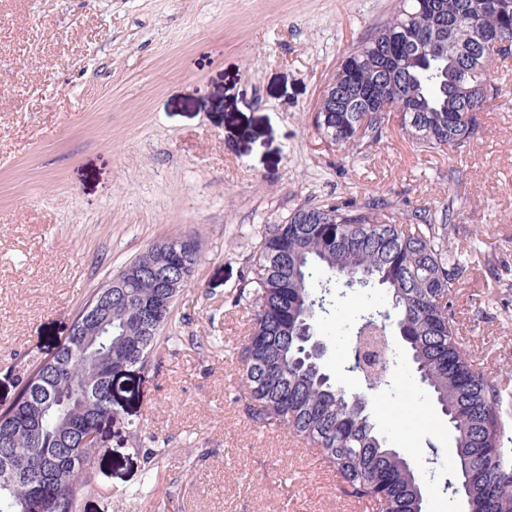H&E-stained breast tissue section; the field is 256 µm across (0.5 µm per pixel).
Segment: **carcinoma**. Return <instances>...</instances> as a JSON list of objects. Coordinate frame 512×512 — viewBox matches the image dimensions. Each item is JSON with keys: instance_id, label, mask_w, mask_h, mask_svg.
I'll return each mask as SVG.
<instances>
[{"instance_id": "obj_1", "label": "carcinoma", "mask_w": 512, "mask_h": 512, "mask_svg": "<svg viewBox=\"0 0 512 512\" xmlns=\"http://www.w3.org/2000/svg\"><path fill=\"white\" fill-rule=\"evenodd\" d=\"M402 6L344 57L336 84L345 100L315 112L319 134L350 152L374 143L392 109L408 105L400 127L429 150L454 152L471 142L476 124L464 110L468 88L489 74L488 43L512 32V0L490 11L484 0H401ZM379 89L361 137L354 111ZM389 202H331L300 208L283 224H267L259 254L234 304L253 312L239 351L248 418L277 426L320 449L341 478V492L373 512H425L428 485L408 454L390 448L368 413L369 398L390 387L387 363L375 375L360 360L365 333L393 331L454 435L443 490L460 495L466 512H512V407L509 397L462 348L455 297L463 267L449 249L452 213L428 209L387 215ZM165 241L112 277V324L103 331L73 324L54 351L28 372L14 400L0 409V467L14 461L24 475L0 481V512H77L89 487L93 451L80 447L84 429L112 422L114 378L147 363L167 326L174 301L200 259L191 240L180 269L167 271ZM384 290V307L361 314L349 368L364 387L336 385L309 354L304 327L336 313L333 285L353 278ZM94 350L104 372L86 370ZM71 432L61 447L58 434Z\"/></svg>"}]
</instances>
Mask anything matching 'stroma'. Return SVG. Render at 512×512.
I'll use <instances>...</instances> for the list:
<instances>
[{"label": "stroma", "mask_w": 512, "mask_h": 512, "mask_svg": "<svg viewBox=\"0 0 512 512\" xmlns=\"http://www.w3.org/2000/svg\"><path fill=\"white\" fill-rule=\"evenodd\" d=\"M397 5L0 0V407L103 282L159 240L201 245L165 339L115 381L79 512H350L314 449L244 411L251 313L232 299L259 228L303 206L374 194L400 215L452 208L462 340L512 392V56L461 151L420 150L395 119L350 153L315 127L342 58ZM383 301L348 289L321 322L339 386L360 387L340 361L354 318ZM390 341L394 381L368 411L423 474L427 512H464L439 489L452 433Z\"/></svg>", "instance_id": "1"}]
</instances>
